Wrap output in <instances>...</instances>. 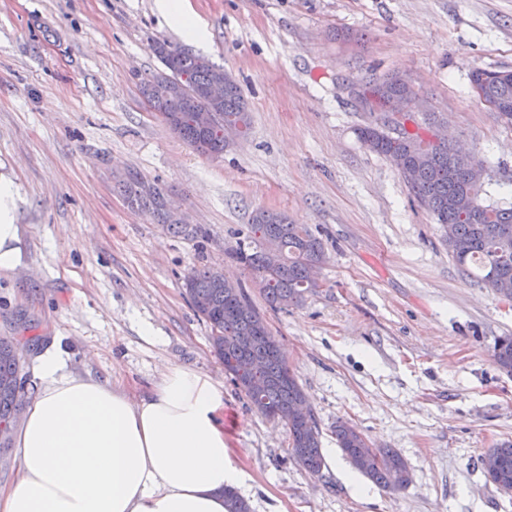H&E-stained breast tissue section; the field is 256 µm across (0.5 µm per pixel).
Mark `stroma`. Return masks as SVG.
<instances>
[{"instance_id":"35a3bbf8","label":"stroma","mask_w":512,"mask_h":512,"mask_svg":"<svg viewBox=\"0 0 512 512\" xmlns=\"http://www.w3.org/2000/svg\"><path fill=\"white\" fill-rule=\"evenodd\" d=\"M251 127L203 156L150 110L157 44L183 46L155 0H0V163L23 201L29 271L0 276V336L14 337L34 396L40 355L139 398L174 362L224 387V437L252 512H512L482 456L512 440V335L500 301L449 257L445 232L386 158L357 136L372 120L348 84L408 75L416 123L432 109L449 141L485 164L482 198L512 205V126L472 88L512 70V0H190ZM142 182L184 222L169 232L121 184ZM322 240L320 286L272 311L234 253L258 209ZM209 267L263 311L321 431L305 471L288 432L251 409L209 343L185 279ZM152 335H144V327ZM397 449L411 480L385 491L336 444L337 421Z\"/></svg>"}]
</instances>
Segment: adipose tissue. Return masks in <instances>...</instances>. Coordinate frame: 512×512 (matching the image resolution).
<instances>
[{"label":"adipose tissue","instance_id":"ef3b65f1","mask_svg":"<svg viewBox=\"0 0 512 512\" xmlns=\"http://www.w3.org/2000/svg\"><path fill=\"white\" fill-rule=\"evenodd\" d=\"M181 38L209 33L189 0H156ZM22 201L0 171V275L25 264ZM39 384L15 436L20 475L0 487V512H226L235 486L224 442V391L207 374L165 366L138 400L69 372L62 355L40 356Z\"/></svg>","mask_w":512,"mask_h":512}]
</instances>
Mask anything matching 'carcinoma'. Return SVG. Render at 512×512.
Listing matches in <instances>:
<instances>
[{"label": "carcinoma", "instance_id": "1", "mask_svg": "<svg viewBox=\"0 0 512 512\" xmlns=\"http://www.w3.org/2000/svg\"><path fill=\"white\" fill-rule=\"evenodd\" d=\"M170 54L160 55L167 71L153 74L141 82V93L151 109L165 124L176 120L178 138L201 155L224 152V123L240 122L250 129L251 119L241 86L230 78L224 82V101L215 104L205 96L211 79L224 68L208 58L169 46ZM487 101L498 103L496 117L512 125V71L478 69L472 74ZM372 98L370 111L385 116L393 103H407L409 81L392 74L361 84ZM209 110L217 116L215 125L202 130L192 114ZM436 121L411 131L403 125L391 132L380 120L357 129L360 142L370 151L388 159L402 174L416 200L431 212L437 223L452 226L454 236L448 242V254L500 300L512 303V206L484 204L483 187L469 177L470 166L480 161L475 155L457 154L446 139H432ZM124 192L133 201L150 206L161 222H166L160 194L141 186L127 185ZM252 228L258 234L259 248H240L237 261L259 284L272 310L283 309V302L300 303L305 294L320 287L308 278V267L326 260L323 242L304 225L294 224L288 216L258 209L252 216ZM275 245L282 253L280 264L270 270L264 248ZM186 292L198 315L212 326L210 344L224 368L234 370L230 378L244 393L252 407L267 418L281 422L288 430L290 452L310 474L321 472L325 458L320 430L314 413L304 421L293 416L297 400L306 397L264 317L251 304L244 289L217 287V271L196 269L186 278ZM498 366L512 375V336H501L494 347ZM19 368L14 342L0 338V422H15L14 405ZM336 443L352 465L377 486L397 491L410 480L408 462L394 448H378L354 425L336 422ZM498 461L496 472L487 478L502 492L512 493V440H504L488 449ZM227 512H251L249 504L235 489L224 490Z\"/></svg>", "mask_w": 512, "mask_h": 512}]
</instances>
